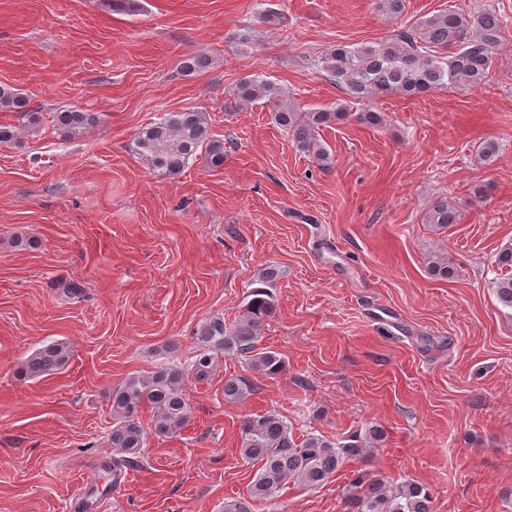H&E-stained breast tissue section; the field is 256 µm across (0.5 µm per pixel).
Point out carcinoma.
I'll use <instances>...</instances> for the list:
<instances>
[{"instance_id": "cac0c4a2", "label": "carcinoma", "mask_w": 512, "mask_h": 512, "mask_svg": "<svg viewBox=\"0 0 512 512\" xmlns=\"http://www.w3.org/2000/svg\"><path fill=\"white\" fill-rule=\"evenodd\" d=\"M508 26L506 17L494 9L467 15L450 9L422 20L412 32L394 40L364 47L336 43L321 57L320 69L358 101L369 102L387 93L418 98L434 90L479 88L488 77L494 51L504 40ZM208 65L209 58L202 54L186 55L180 61L181 70L187 74ZM230 96L236 109L263 99L274 101L275 122L288 132L296 150L321 162L328 158L317 138L322 128L350 117L371 127L383 122L382 113L371 104L354 114L346 103H338L331 110L299 112L283 103L279 88L259 76L240 79ZM29 104L30 100L13 87L0 85V109L19 114L34 128L38 116ZM90 121L88 113L74 109L53 115L54 128L64 138L81 134ZM134 146L151 170L168 176L181 173L201 148L205 149L211 166L224 165V143L210 138L205 113L195 110L157 118L139 130ZM457 220L456 208L443 196L434 199L425 215L426 223L438 228H446ZM496 263L507 269L494 281L496 297L502 306L512 309V244L498 252ZM428 265L439 279H450L455 274L444 256H431ZM277 276L275 267L265 269L258 278L259 285L249 292L244 313L236 324L229 327L224 318L214 316L199 326L198 354L188 366L162 364L150 376H130L112 389V448L132 456L141 452L146 432L139 412L144 407L152 411L154 434L158 437L183 426L190 413L183 388L185 376L208 380L216 357L223 353L243 358L253 370L270 378L283 371L282 354L260 346L261 327L275 310L269 288ZM68 361V347L62 342H51L24 361L22 373L38 378L63 368ZM252 391V384L244 377L224 381V400L229 403L246 400ZM239 431L241 456L259 463L260 472L249 488L250 500H226L224 512H251V502L273 501L291 483L319 488L346 460L365 454L370 444L385 439L382 430L372 427L362 435L356 433L336 440L315 434L298 440L288 423L274 411L244 416ZM350 492L354 512H433L430 490L415 481L395 485L380 480L368 483L359 475L351 481Z\"/></svg>"}]
</instances>
